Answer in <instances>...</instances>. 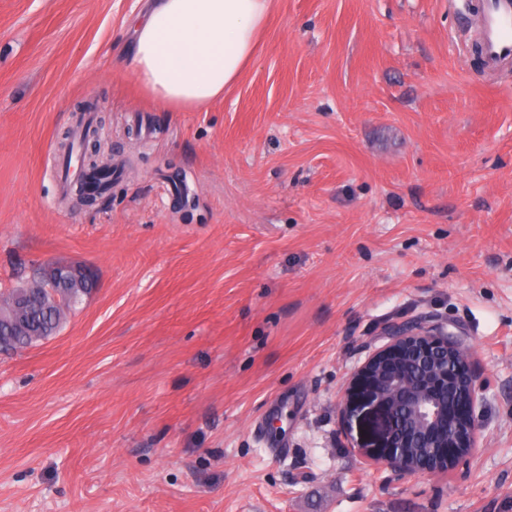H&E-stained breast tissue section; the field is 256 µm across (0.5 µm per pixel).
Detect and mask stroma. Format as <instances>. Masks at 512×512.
Segmentation results:
<instances>
[{
  "mask_svg": "<svg viewBox=\"0 0 512 512\" xmlns=\"http://www.w3.org/2000/svg\"><path fill=\"white\" fill-rule=\"evenodd\" d=\"M471 2L273 0L223 98L172 112L123 61L149 0H0V289L98 276L0 350V512H512V66L474 65ZM89 100L117 178L83 206ZM420 312L464 335L480 439L396 477L340 405Z\"/></svg>",
  "mask_w": 512,
  "mask_h": 512,
  "instance_id": "35a3bbf8",
  "label": "stroma"
}]
</instances>
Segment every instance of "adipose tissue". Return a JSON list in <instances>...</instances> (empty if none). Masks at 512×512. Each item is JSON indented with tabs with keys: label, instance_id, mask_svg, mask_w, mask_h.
<instances>
[{
	"label": "adipose tissue",
	"instance_id": "obj_1",
	"mask_svg": "<svg viewBox=\"0 0 512 512\" xmlns=\"http://www.w3.org/2000/svg\"><path fill=\"white\" fill-rule=\"evenodd\" d=\"M272 0H154L127 56L165 109H206L253 58Z\"/></svg>",
	"mask_w": 512,
	"mask_h": 512
}]
</instances>
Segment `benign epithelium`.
<instances>
[{"label":"benign epithelium","mask_w":512,"mask_h":512,"mask_svg":"<svg viewBox=\"0 0 512 512\" xmlns=\"http://www.w3.org/2000/svg\"><path fill=\"white\" fill-rule=\"evenodd\" d=\"M78 270L50 261L43 268L45 285L54 288ZM385 335L388 342L354 372L342 401L347 424L370 421L377 428L373 443L360 452L396 476L438 475L465 463L481 425L475 415L480 386L462 332L421 313L389 324ZM411 438L430 449L428 458L405 461L398 449Z\"/></svg>","instance_id":"obj_1"}]
</instances>
